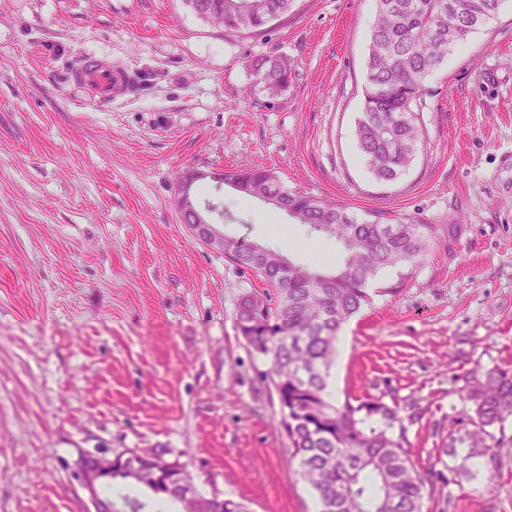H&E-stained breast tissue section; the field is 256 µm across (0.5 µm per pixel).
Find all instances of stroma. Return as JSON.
Returning a JSON list of instances; mask_svg holds the SVG:
<instances>
[{
  "mask_svg": "<svg viewBox=\"0 0 512 512\" xmlns=\"http://www.w3.org/2000/svg\"><path fill=\"white\" fill-rule=\"evenodd\" d=\"M375 0H294L261 34L185 0H0V512H90L87 455L163 450L196 489L251 512H316L291 462L269 365L236 309L253 273L183 224L182 173L256 166L358 218L433 227L343 325L328 393L397 410L452 512H512V423L490 482L451 432L474 375L512 372V0L426 82L420 151L398 181L367 171L362 112ZM287 58L270 92L252 63ZM95 57L146 78L99 105L71 73ZM225 234L304 262L332 238L202 180Z\"/></svg>",
  "mask_w": 512,
  "mask_h": 512,
  "instance_id": "obj_1",
  "label": "stroma"
}]
</instances>
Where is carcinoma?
<instances>
[{
    "mask_svg": "<svg viewBox=\"0 0 512 512\" xmlns=\"http://www.w3.org/2000/svg\"><path fill=\"white\" fill-rule=\"evenodd\" d=\"M503 0H376L371 30L363 109L357 147L379 182H393L419 152L422 129L414 107L426 93L425 81L454 46L500 11ZM293 0H186L195 14L247 33L268 31L288 14ZM254 70L272 92L288 84V59L261 58ZM224 184L255 198L270 192L288 206L295 223L338 242L343 265L334 270L297 263L278 248L224 235V256L254 272L260 291L245 294L236 319L248 345L270 362L269 377L278 395L299 474L317 497V512H422L424 492L448 505L445 487L416 467L404 447L397 411L379 401L328 399L327 387L341 326L370 304V285L388 268L415 264L429 248L428 224H387L377 214L360 221L346 208L290 192L272 172L229 169ZM466 400L472 428L458 437L472 467L470 480H492L488 464L502 440L492 429L512 421V373L492 368L474 378ZM116 512H163L157 504L121 496Z\"/></svg>",
    "mask_w": 512,
    "mask_h": 512,
    "instance_id": "cac0c4a2",
    "label": "carcinoma"
}]
</instances>
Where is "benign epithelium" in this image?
<instances>
[{"mask_svg":"<svg viewBox=\"0 0 512 512\" xmlns=\"http://www.w3.org/2000/svg\"><path fill=\"white\" fill-rule=\"evenodd\" d=\"M213 178L218 183H224V172L206 174L199 170H188L180 177L177 185V199H194L195 187L198 181ZM182 223L188 225L194 236L201 242L224 250V234L220 233L207 216L198 208L186 213ZM145 464H153L158 469V475H167L168 487L178 494L191 495L195 492L194 485L183 479V468L164 460L162 454L155 453L145 457L136 452L108 454L99 452L85 457L79 467V477L84 488L89 492L94 512H115L116 503L99 493V488L108 482L123 481V475L130 477L141 472Z\"/></svg>","mask_w":512,"mask_h":512,"instance_id":"benign-epithelium-1","label":"benign epithelium"}]
</instances>
